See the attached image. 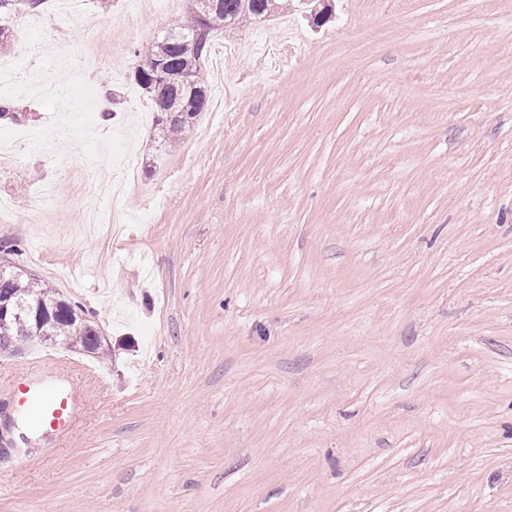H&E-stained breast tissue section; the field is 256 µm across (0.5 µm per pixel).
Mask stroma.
I'll list each match as a JSON object with an SVG mask.
<instances>
[{
  "label": "stroma",
  "mask_w": 512,
  "mask_h": 512,
  "mask_svg": "<svg viewBox=\"0 0 512 512\" xmlns=\"http://www.w3.org/2000/svg\"><path fill=\"white\" fill-rule=\"evenodd\" d=\"M66 3L0 23V198L55 190L0 257L107 345L49 348L92 372L69 436L0 423V512H512V0L285 2L168 148L134 50L190 0ZM42 348L0 351V406Z\"/></svg>",
  "instance_id": "35a3bbf8"
}]
</instances>
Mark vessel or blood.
Masks as SVG:
<instances>
[{"mask_svg":"<svg viewBox=\"0 0 512 512\" xmlns=\"http://www.w3.org/2000/svg\"><path fill=\"white\" fill-rule=\"evenodd\" d=\"M50 363V358L45 356L33 359L26 375L15 376L13 382L19 404L33 408L34 427L64 438L74 430L78 422L82 385L79 380L57 376L52 381V389L44 391L38 388L35 381Z\"/></svg>","mask_w":512,"mask_h":512,"instance_id":"obj_1","label":"vessel or blood"}]
</instances>
